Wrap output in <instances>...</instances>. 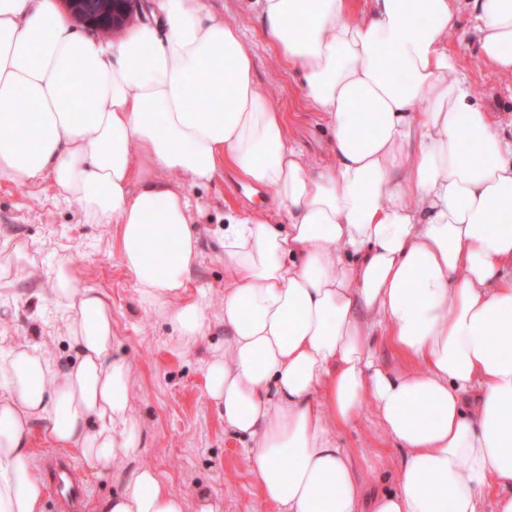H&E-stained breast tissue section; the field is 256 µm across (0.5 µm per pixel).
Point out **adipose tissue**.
Here are the masks:
<instances>
[{
	"instance_id": "ef3b65f1",
	"label": "adipose tissue",
	"mask_w": 512,
	"mask_h": 512,
	"mask_svg": "<svg viewBox=\"0 0 512 512\" xmlns=\"http://www.w3.org/2000/svg\"><path fill=\"white\" fill-rule=\"evenodd\" d=\"M254 2L332 130L331 163L310 167L289 141L239 27L208 0H155L162 26L117 41L77 30L58 0H0V181L50 176L87 223L117 225L141 301L170 307L188 347L206 316L185 297L200 255L187 189L233 167L276 206L224 226V342L205 393L247 443L262 500L512 512V140L456 75L462 0ZM472 4L483 59L512 72V0ZM46 296L73 357L58 377L43 346L0 355V512H41L27 443L38 423L115 480L96 512H224L206 491L188 505L139 463L132 366L104 297L66 260ZM378 338L401 370L378 363ZM367 403L404 452L391 490L337 443Z\"/></svg>"
}]
</instances>
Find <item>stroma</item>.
<instances>
[{"label": "stroma", "instance_id": "1", "mask_svg": "<svg viewBox=\"0 0 512 512\" xmlns=\"http://www.w3.org/2000/svg\"><path fill=\"white\" fill-rule=\"evenodd\" d=\"M212 12L237 23L255 61V78L283 113L286 131L309 164L329 163L331 136L306 105L300 72L279 62L263 35L251 0H209ZM449 52L460 62L459 76L475 99L492 112L500 133L512 138V74L494 72L481 58L470 8L455 18ZM198 207L201 255L189 275V298L205 309L209 325L199 342L180 345L165 311L142 304L135 280L119 257L117 227L86 223L77 205L64 202L50 177L28 184L0 183V244H24L25 260L11 262L8 282L0 284V353L42 343L61 356L63 326L53 303L39 300L48 271L59 259L71 261L81 288L102 292L112 308V329L119 349L133 365L129 395L143 430L138 459L156 469L172 492L193 497L208 490L224 500V512H273L262 501L241 442L224 431V418L205 396V365L210 350L224 341V249L217 236L232 209L267 208L270 193L248 187L231 168L218 180L189 187ZM343 448L364 449L383 462L381 485H395L401 451L381 429L371 407L338 433Z\"/></svg>", "mask_w": 512, "mask_h": 512}]
</instances>
